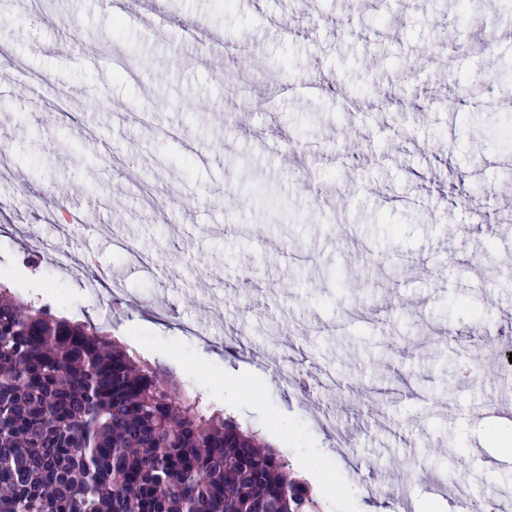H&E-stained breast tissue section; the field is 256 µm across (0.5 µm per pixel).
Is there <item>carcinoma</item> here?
Wrapping results in <instances>:
<instances>
[{
  "label": "carcinoma",
  "instance_id": "cac0c4a2",
  "mask_svg": "<svg viewBox=\"0 0 512 512\" xmlns=\"http://www.w3.org/2000/svg\"><path fill=\"white\" fill-rule=\"evenodd\" d=\"M0 512H318L288 458L101 328L0 291Z\"/></svg>",
  "mask_w": 512,
  "mask_h": 512
}]
</instances>
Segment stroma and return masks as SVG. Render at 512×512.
Returning <instances> with one entry per match:
<instances>
[{
  "instance_id": "obj_1",
  "label": "stroma",
  "mask_w": 512,
  "mask_h": 512,
  "mask_svg": "<svg viewBox=\"0 0 512 512\" xmlns=\"http://www.w3.org/2000/svg\"><path fill=\"white\" fill-rule=\"evenodd\" d=\"M166 3L173 21L155 31L117 27L107 0H0V84L30 87L23 99L0 95L11 167L0 174V267L26 298L65 303L68 318L135 341L293 467L330 474L322 512H381L393 485L417 512L432 502L465 512L427 478L447 471L479 512H495L512 499V445L493 416L512 384L492 374L512 342V284L491 274L512 268V0L474 21L428 0H363L356 11L319 0L315 24L301 0ZM483 27L494 42L480 41ZM214 36L262 57L297 92L247 70L270 106L247 113L246 128L225 123L238 101L213 62ZM424 45L433 55L421 60ZM410 56L414 71L401 77ZM145 57L165 80L134 70ZM317 72L339 93L306 89ZM489 73L477 106L449 111L454 89ZM115 98L124 111L102 113ZM286 139L325 201L317 210L283 167ZM431 143L448 148L447 175L465 174L466 199L426 193L417 175L436 163ZM239 157L307 223L244 194L236 208L219 206ZM354 172L378 194L346 195ZM174 192L191 206L169 211ZM53 201L82 223L45 222ZM33 224L38 247L27 240ZM116 239L145 265L113 249ZM55 246L94 253L126 304L92 299L86 278L43 263ZM367 252L378 262L361 263ZM358 279L367 289L352 288ZM288 365L307 388L285 378ZM344 431L353 446L339 447ZM414 456L425 467L411 475Z\"/></svg>"
}]
</instances>
